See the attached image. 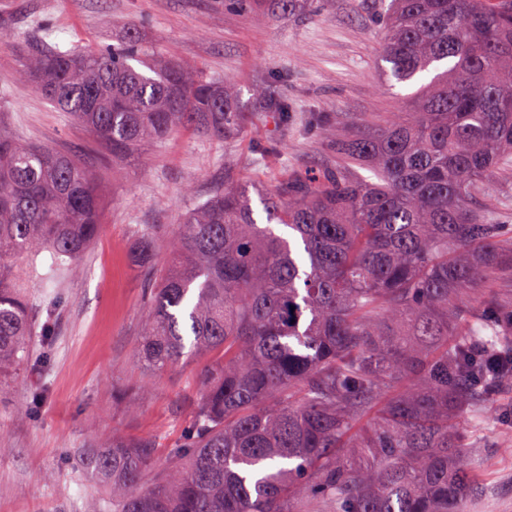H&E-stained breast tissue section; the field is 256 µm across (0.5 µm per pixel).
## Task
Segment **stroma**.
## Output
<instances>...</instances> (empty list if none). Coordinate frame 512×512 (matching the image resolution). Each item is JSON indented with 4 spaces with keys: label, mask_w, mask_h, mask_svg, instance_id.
Listing matches in <instances>:
<instances>
[{
    "label": "stroma",
    "mask_w": 512,
    "mask_h": 512,
    "mask_svg": "<svg viewBox=\"0 0 512 512\" xmlns=\"http://www.w3.org/2000/svg\"><path fill=\"white\" fill-rule=\"evenodd\" d=\"M383 0H308L296 13L255 12L225 0H0V124L17 139L80 152L106 200L102 231L75 275L44 280L48 257H17L33 305L58 296L53 361L41 373L21 362L0 377V512H83L102 490L77 478L80 451L119 438L166 454L180 440L197 402L202 361L161 372L136 357L151 283L131 255L144 226L160 238L153 263L180 214L205 202L225 179L274 188L295 172L335 169L323 123L344 129L358 118L405 111L414 88L382 76ZM52 29L66 46L107 48L135 29L153 57L234 83L240 110L233 133L184 127L143 146L122 164L84 128L49 106L15 72L27 41ZM287 95V127L266 97ZM282 142L279 155L260 145ZM41 402H34V394ZM484 423L462 416L478 489L469 512H512V389L489 396Z\"/></svg>",
    "instance_id": "35a3bbf8"
}]
</instances>
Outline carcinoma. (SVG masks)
<instances>
[{
	"label": "carcinoma",
	"mask_w": 512,
	"mask_h": 512,
	"mask_svg": "<svg viewBox=\"0 0 512 512\" xmlns=\"http://www.w3.org/2000/svg\"><path fill=\"white\" fill-rule=\"evenodd\" d=\"M269 1L283 14L303 4L233 3ZM384 28L386 80L424 81L412 109L325 129L334 171L266 191L226 181L180 218L137 352L155 372L209 357L195 412L148 488L151 445L114 438L89 453L81 471L110 500L86 512H294L302 498L311 512H465L470 449L448 419L512 385V310L485 295L512 281V227L492 219L490 193L512 156V0H391ZM17 77L114 165L180 126L230 131L239 111L231 82L154 63L132 34L103 51L47 32ZM269 109L288 126V98ZM103 217L77 156L0 125V373L35 330L5 258L47 252L51 271L72 272ZM156 240L144 230L135 262Z\"/></svg>",
	"instance_id": "1"
}]
</instances>
